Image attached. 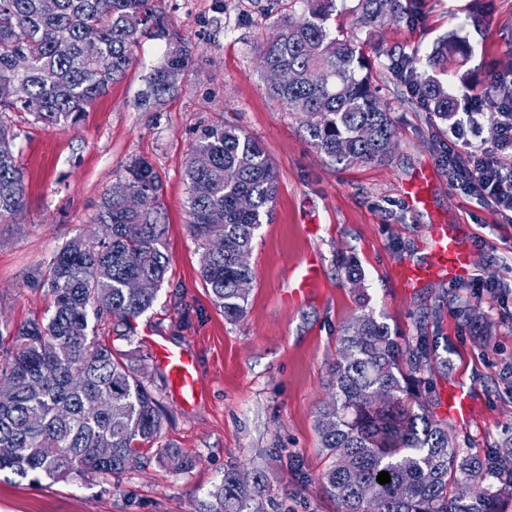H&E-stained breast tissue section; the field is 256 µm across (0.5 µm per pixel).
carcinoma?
<instances>
[{"label": "carcinoma", "mask_w": 512, "mask_h": 512, "mask_svg": "<svg viewBox=\"0 0 512 512\" xmlns=\"http://www.w3.org/2000/svg\"><path fill=\"white\" fill-rule=\"evenodd\" d=\"M419 0H356L365 26L413 23ZM290 13L261 62L292 74L271 92L298 114L312 144L338 161H382L391 153L396 127L380 103L365 56L354 38L331 34L326 21L335 0H290ZM154 30L168 40L164 62L145 79L138 105L150 109L177 88L168 68L188 73L193 49L170 34L152 0H0V84L19 82L42 104L34 119L46 128L75 123L120 80L133 62L138 35ZM467 41L439 43L428 64L466 57ZM392 68L410 98L441 123L457 124L454 97L434 76L423 77L401 54ZM204 154L210 164L197 166ZM189 231L201 251V277L224 317L239 319L248 303L253 273L239 258L249 254L256 231L271 217L277 171L262 146L232 126L204 129L185 169ZM154 165L138 159L103 199L99 223L112 238L69 241L56 255L43 287L51 305L43 317L0 329V473L34 483L74 477L105 478L126 471L130 457H152L177 472L195 460L161 444L166 420L160 393L125 365L97 334L102 315L135 318L157 299L170 263L163 240ZM24 174L14 137L0 123V216L24 206ZM143 276L146 292L126 282ZM428 337L398 340L371 311L356 316L339 337L330 398L315 428L329 461L320 483L342 512H505L512 501V443L484 456L463 452L438 415V399L422 392L431 370ZM391 482L381 485L378 473ZM264 476L249 480L228 469L216 486L214 512H265Z\"/></svg>", "instance_id": "cac0c4a2"}]
</instances>
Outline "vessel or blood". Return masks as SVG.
Segmentation results:
<instances>
[{
    "label": "vessel or blood",
    "instance_id": "b4317fda",
    "mask_svg": "<svg viewBox=\"0 0 512 512\" xmlns=\"http://www.w3.org/2000/svg\"><path fill=\"white\" fill-rule=\"evenodd\" d=\"M431 259L424 264L407 266L401 273L403 287H416L429 276L439 275L452 281H462L469 277L471 254L466 249L460 229L454 224H435L430 229ZM317 275L314 261H306L288 290L292 302L304 300L309 287ZM159 363L167 371L174 392L184 401H194L197 396L199 378L193 356L177 346L162 341L151 344ZM470 412V393L464 387L452 384L448 387L445 414L448 418L467 422Z\"/></svg>",
    "mask_w": 512,
    "mask_h": 512
}]
</instances>
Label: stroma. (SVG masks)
Masks as SVG:
<instances>
[{"mask_svg":"<svg viewBox=\"0 0 512 512\" xmlns=\"http://www.w3.org/2000/svg\"><path fill=\"white\" fill-rule=\"evenodd\" d=\"M354 5L336 0L332 21L357 39L395 121L396 147L385 162L321 154L271 93L260 55L278 34L289 0H158L168 29L194 51L178 91L151 110L139 108L137 98L168 43L148 31L126 75L77 124L51 130L26 112L0 115L16 136L26 185L23 210L0 218V328L43 316L49 299L41 282L53 257L73 238L97 231L102 197L131 162L148 159L158 172L170 256L158 299L135 318H102L98 332L160 389L162 442L196 460L179 473L142 459L104 481L34 485L4 473L0 512H213L212 492L231 468L264 475L267 512H340L319 484L326 458L315 420L329 395L338 339L364 306L393 335L425 332L435 348L430 380L437 395L452 382L470 391L469 423L449 425L464 451L484 455L512 440V212L449 179L439 152L453 138L406 94L388 57L402 51L425 68L438 42L454 32L472 45L466 63L449 62L437 73L454 97L474 84L510 81L512 0H421L416 24L366 28L356 25ZM479 6L484 25L477 32L470 15ZM217 123L260 142L279 177L271 219L249 255L248 305L236 321L225 319L202 280L186 212L190 148ZM425 172L427 204L415 208L405 190ZM434 224L459 225L475 275L495 278V290L438 277L412 289L395 282L398 265L429 261ZM310 255L319 262V284L308 301L288 303L283 294ZM353 264L362 275L357 289L347 277ZM451 291L457 302L447 301ZM461 302L481 324L464 320ZM152 338L193 353L201 387L194 404L172 392ZM294 458L301 470L291 468Z\"/></svg>","mask_w":512,"mask_h":512,"instance_id":"stroma-1","label":"stroma"}]
</instances>
